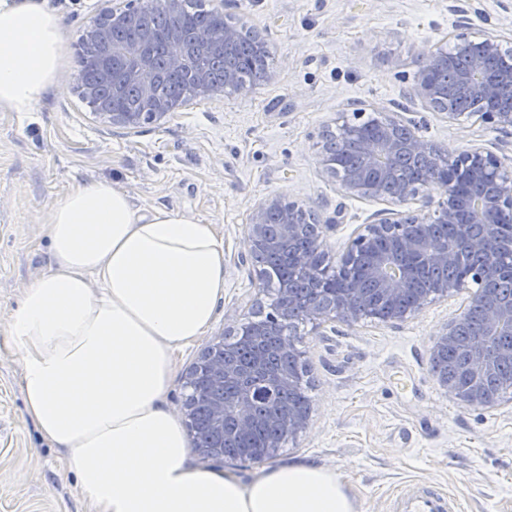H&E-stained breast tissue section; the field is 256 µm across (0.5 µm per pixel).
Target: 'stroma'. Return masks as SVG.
<instances>
[{"mask_svg":"<svg viewBox=\"0 0 512 512\" xmlns=\"http://www.w3.org/2000/svg\"><path fill=\"white\" fill-rule=\"evenodd\" d=\"M64 27L61 92L28 112H0V323L47 269L45 209L76 182L105 181L142 212L165 208L215 225L224 240V296L204 336L176 357L166 403L179 412L185 375L225 326L268 312L260 264L245 238L257 204L278 195L325 224L338 265L364 225L392 204L345 194L319 164L322 133L358 104L392 113L456 154L480 148L512 165V134L472 119L459 124L407 95L420 47L455 31L512 38V0H224V19L269 44V77L248 93L195 98L130 132L94 118L80 97L76 57L88 18L113 0H49ZM469 291L428 303L392 326L303 322L297 348L307 368L309 428L286 441L276 463L336 473L358 512H389L403 484H433L462 512H512V400L492 408L448 396L430 368L433 336L463 312ZM25 414L21 366L0 334V512H95Z\"/></svg>","mask_w":512,"mask_h":512,"instance_id":"obj_1","label":"stroma"}]
</instances>
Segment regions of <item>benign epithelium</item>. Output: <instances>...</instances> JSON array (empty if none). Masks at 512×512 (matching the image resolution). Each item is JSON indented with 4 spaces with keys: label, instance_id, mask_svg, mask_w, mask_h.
<instances>
[{
    "label": "benign epithelium",
    "instance_id": "benign-epithelium-1",
    "mask_svg": "<svg viewBox=\"0 0 512 512\" xmlns=\"http://www.w3.org/2000/svg\"><path fill=\"white\" fill-rule=\"evenodd\" d=\"M140 18V12L132 7H114L92 18L81 35L82 42L99 48L105 58H122V82L139 90L141 111L124 112L97 100L95 89H81L85 100L96 102V118L127 130L160 122L178 108L158 92L159 71L151 50V33L146 31L141 39L131 43L112 41L113 28L135 25ZM240 37L241 28L228 24L202 28L190 39L175 28L167 39V66L173 72L187 75L194 82L196 94L203 98L220 95L226 89L235 94L247 93L254 84L242 81L238 72L226 69L217 82L198 65V60L214 49L230 54ZM451 40L450 44L419 50V69L409 96L447 113L454 123L476 116L495 129L511 132L512 102L477 113L450 112L439 79L442 70L447 69L462 93L494 102L503 87L512 84V70L494 74L490 65L511 55L512 49L497 36H473L467 21L457 26ZM335 126L336 131L324 134L320 164L343 191L399 205L420 198L423 205L395 219L382 218L364 225L340 260L338 270L345 276L343 287L328 301L321 304L299 300L294 289L284 282L280 288L286 298L283 305L272 307L261 320L248 319L231 327L229 335L247 347L263 336L277 337L271 350L291 358L295 368L272 375L271 382L291 388L303 384L305 376L296 341L284 333V324L293 316L315 324L337 319L356 325L364 319H378L398 325L418 314L430 301L446 299L472 283L477 289L470 301L483 304L484 314L480 335L464 351L463 371L468 384L461 386L459 378L448 373L447 364L440 363L444 352L456 344L457 336L466 328L465 314L457 316L436 335L430 354L436 363L437 382L449 396L468 406H496L504 395L512 392V386L490 393L476 379L490 371L498 355L508 353L499 347L500 338L512 336V298H501L497 288L507 262L492 243L493 237L501 233L503 214L512 212V165H504L497 156L480 148L452 156L391 113L374 120L356 108L350 114L338 113ZM306 221L308 211L304 207L277 195L266 197L246 227L249 255L260 260L272 251H286L304 277L318 281L325 260L322 225H313L312 249L291 252ZM421 266H465L467 272L436 280L423 295L411 301V285ZM218 348H224V339L203 351L187 381L193 401L199 377H206L211 385L213 442L208 448H195L194 452L208 460L222 461L224 441L246 435L256 423L252 378L265 370V356L259 354L249 364L236 367L216 353ZM310 418L309 408L278 415L279 432L263 448L260 459L272 458L286 440L308 428Z\"/></svg>",
    "mask_w": 512,
    "mask_h": 512
}]
</instances>
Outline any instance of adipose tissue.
I'll return each mask as SVG.
<instances>
[{"instance_id": "obj_1", "label": "adipose tissue", "mask_w": 512, "mask_h": 512, "mask_svg": "<svg viewBox=\"0 0 512 512\" xmlns=\"http://www.w3.org/2000/svg\"><path fill=\"white\" fill-rule=\"evenodd\" d=\"M64 33L48 0H0V112H28L58 89ZM47 270L0 331L22 368L25 410L65 449L95 512H357L324 467L272 464L250 483L188 464L165 404L174 357L215 318L224 243L214 225L142 214L106 182L82 184L41 224Z\"/></svg>"}]
</instances>
